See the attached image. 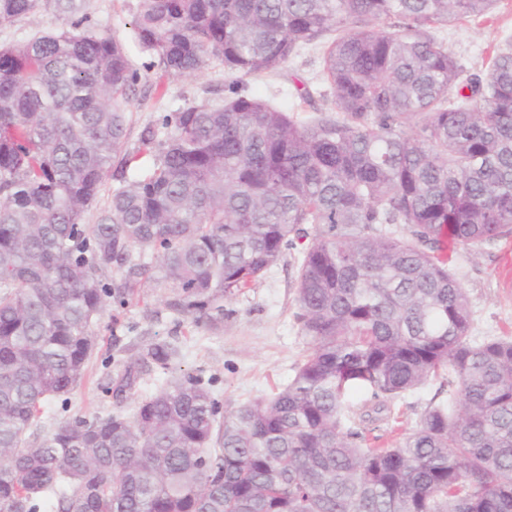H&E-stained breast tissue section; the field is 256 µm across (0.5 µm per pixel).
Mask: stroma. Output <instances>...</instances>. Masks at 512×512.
I'll list each match as a JSON object with an SVG mask.
<instances>
[{"mask_svg": "<svg viewBox=\"0 0 512 512\" xmlns=\"http://www.w3.org/2000/svg\"><path fill=\"white\" fill-rule=\"evenodd\" d=\"M138 0H83L81 12H64L55 0H43L39 12L0 26V44L25 38L37 30L71 28L83 21L99 35L120 41L140 79L130 94V130L126 149L128 171L150 167L153 149L143 145L145 129L160 130L161 117L191 105L219 106L224 102L229 77L224 65L208 61L193 77L174 78L165 73L153 53L144 50L137 39L134 17ZM449 52L464 67L466 75L486 77L491 60L505 39L512 38V0H498L492 13L466 17L445 29ZM249 93L275 100L285 111L325 110V85L321 77L320 54L308 50L291 57L277 75L248 77ZM309 86L312 104L300 102L296 90ZM466 288L473 314L470 336L475 342L512 336V235L479 250L457 249L449 255ZM296 269L291 257L284 259L254 288L225 301L224 320L216 326H197L190 318L169 311L157 291L138 289L125 305L108 306L100 317L92 359L82 384L68 401L54 398L46 402L32 436L41 437L74 417L128 410L131 401L107 393L111 379L131 362L139 347L148 340L165 341L178 348L169 374L154 371L142 386L152 390L163 385L167 376L186 374L213 379V391L221 407L237 406L268 397L286 385L301 359L306 341L296 320L298 305L294 285ZM448 389L440 380L397 402L394 416L378 422L376 434L395 443L405 430L415 426L430 403L447 399Z\"/></svg>", "mask_w": 512, "mask_h": 512, "instance_id": "1", "label": "stroma"}]
</instances>
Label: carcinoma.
<instances>
[{
  "label": "carcinoma",
  "instance_id": "obj_1",
  "mask_svg": "<svg viewBox=\"0 0 512 512\" xmlns=\"http://www.w3.org/2000/svg\"><path fill=\"white\" fill-rule=\"evenodd\" d=\"M496 2L139 0L138 39L177 77L210 59L278 73L333 35L331 107L286 112L235 79L223 105L163 115L130 179L124 45L80 20L0 45V512H512V336L472 342L444 256L512 234V43L464 79L440 37ZM40 5L0 0V26ZM111 167L123 186L87 224ZM288 251L308 350L278 392L219 421L211 383L185 375L28 434L80 385L110 304L153 288L215 325ZM176 354L145 345L114 393ZM445 375L448 399L394 445L366 435Z\"/></svg>",
  "mask_w": 512,
  "mask_h": 512
}]
</instances>
